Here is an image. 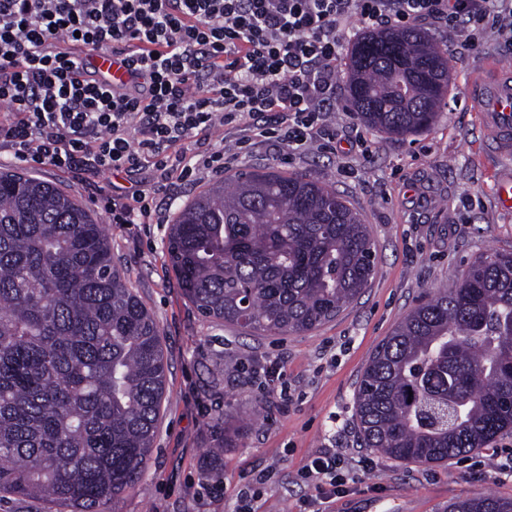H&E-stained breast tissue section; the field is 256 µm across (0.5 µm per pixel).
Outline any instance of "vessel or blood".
<instances>
[{"label":"vessel or blood","mask_w":512,"mask_h":512,"mask_svg":"<svg viewBox=\"0 0 512 512\" xmlns=\"http://www.w3.org/2000/svg\"><path fill=\"white\" fill-rule=\"evenodd\" d=\"M93 64L109 86L117 88L128 80L111 53L94 55ZM475 104L481 124L492 134V147L500 154L512 151V67L495 61L483 64L475 85Z\"/></svg>","instance_id":"obj_1"}]
</instances>
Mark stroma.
Segmentation results:
<instances>
[{
    "instance_id": "1",
    "label": "stroma",
    "mask_w": 512,
    "mask_h": 512,
    "mask_svg": "<svg viewBox=\"0 0 512 512\" xmlns=\"http://www.w3.org/2000/svg\"><path fill=\"white\" fill-rule=\"evenodd\" d=\"M419 31L446 53L451 82L432 130L398 139L366 128L356 113L328 119L341 141L335 152L312 145L288 152L256 139L233 172L274 167L319 181L359 210L376 246L369 288L331 322L305 335L252 336L202 317L186 297L167 251L165 224L112 223L91 186L54 169L37 178L74 195L103 225L112 260L129 278L161 332L167 358L166 394L155 448L136 485L112 512H231L252 474L270 479L253 512H308L314 487L300 477L309 455L337 449L351 480L324 512H444L449 503L480 495L512 500V433L487 448L438 464L401 463L360 443L354 397L363 369L381 342L417 301L454 287L477 255L512 252V210L501 209L497 180L512 175V155L487 148L469 87L478 66L493 59L512 66V51L486 31L479 51L427 23ZM284 365L291 399L259 406L261 379L252 361ZM244 422L238 447L213 454L224 418ZM224 476V494L205 488Z\"/></svg>"
}]
</instances>
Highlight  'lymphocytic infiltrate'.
I'll return each instance as SVG.
<instances>
[{
  "label": "lymphocytic infiltrate",
  "instance_id": "f902f5d3",
  "mask_svg": "<svg viewBox=\"0 0 512 512\" xmlns=\"http://www.w3.org/2000/svg\"><path fill=\"white\" fill-rule=\"evenodd\" d=\"M353 17L367 30L427 21L475 51L491 25L512 46V0H0V149L79 179L152 168L159 183L98 200L112 223H164V181L224 172L216 127L260 116L257 137L288 150L335 144L327 114ZM102 50L128 71L120 90L90 62ZM338 461L327 449L305 465L318 494H340Z\"/></svg>",
  "mask_w": 512,
  "mask_h": 512
}]
</instances>
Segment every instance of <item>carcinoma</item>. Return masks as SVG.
I'll use <instances>...</instances> for the list:
<instances>
[{
  "label": "carcinoma",
  "mask_w": 512,
  "mask_h": 512,
  "mask_svg": "<svg viewBox=\"0 0 512 512\" xmlns=\"http://www.w3.org/2000/svg\"><path fill=\"white\" fill-rule=\"evenodd\" d=\"M347 106L374 131L434 126L448 58L415 29L365 33ZM169 255L204 317L303 334L368 287L373 242L335 189L274 168L215 183L178 210ZM375 350L356 394L360 441L438 463L512 432V253L472 260ZM159 327L74 195L0 171V501L105 512L149 459L166 387ZM449 512H512L491 495Z\"/></svg>",
  "instance_id": "1"
}]
</instances>
